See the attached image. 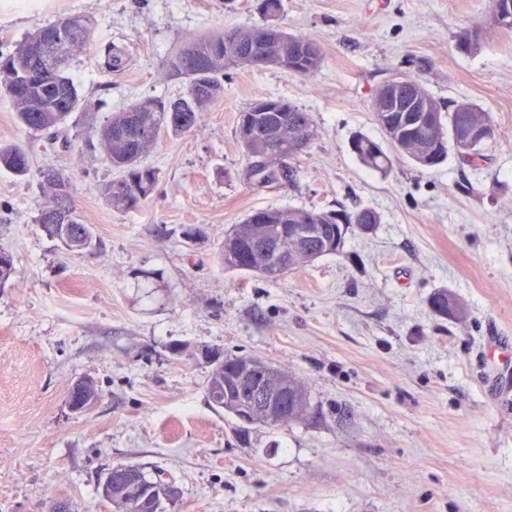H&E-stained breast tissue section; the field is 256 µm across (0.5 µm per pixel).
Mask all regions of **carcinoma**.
Returning a JSON list of instances; mask_svg holds the SVG:
<instances>
[{"instance_id":"obj_1","label":"carcinoma","mask_w":512,"mask_h":512,"mask_svg":"<svg viewBox=\"0 0 512 512\" xmlns=\"http://www.w3.org/2000/svg\"><path fill=\"white\" fill-rule=\"evenodd\" d=\"M256 10L263 19L280 20L282 0H258ZM84 25L79 29H57L53 25L47 30L55 32L57 61L63 66L56 67L45 76L36 79L29 69L26 56L27 41L18 43L12 52L0 54V90L10 98L18 123L29 131L47 135L49 144H60L68 149L71 141L67 127L73 114L91 109L92 103L80 92L69 75L73 57L89 44L95 29L94 20L82 16ZM313 45L315 41L280 29V40L273 44L267 38L262 25H241L230 30L206 35L193 36L170 52L163 62V75L186 86V92L177 96L147 97L136 100L119 112H113L104 124L94 131L104 160L118 172V176L102 187V195L113 209L131 211L140 207L155 194L160 182L157 168L143 163V158L155 146L162 133L181 136L203 119L215 103L224 99V79L232 70L248 67V61L271 55L278 58L274 68L290 73L288 45ZM387 82H382L372 93L370 107L375 121L382 132L385 129V113L378 110V101ZM273 103L288 115L280 129L281 150L288 151L296 128H314L312 114L301 110L284 97H276ZM437 123L434 136L442 138L436 155L429 154L432 142L418 131H408L392 141L393 149L409 157L414 164L427 168V160L435 159V164L445 162L451 151L453 135L464 133L471 128L491 124L489 114L479 105L469 100L451 101L448 112L434 113ZM266 132L260 128L253 131L252 144H244L240 149L244 166L240 179L253 191H271L278 181L280 167L278 159L264 160L257 157L256 146L265 143ZM358 161L365 167L385 173L390 167V157L374 140L357 135L351 140ZM483 143L478 142L473 153L458 157L463 166L478 168L488 161L483 153ZM0 168L21 179L35 175L41 188L48 196L47 203L39 209L36 222L41 224L47 236L60 242H70V250L84 251L96 247L91 225L83 223L72 205L73 179L62 170L47 165L33 169L31 154L27 147L16 143H0ZM341 215L344 223H336ZM353 211L338 206L334 209L316 208H263L252 210L243 219L224 231V245L219 258L227 270L276 283L289 271H301L313 264L316 258L330 254L328 245L333 237L346 241L349 234L359 231L370 234L380 223L379 214L370 209L365 215L370 220L356 223L352 220ZM288 236V267L277 266L276 257L263 251L265 242ZM14 273V258L11 253L0 249V289L11 280ZM427 304L434 316L446 319L453 316L463 320L467 308L456 295L440 289L431 294ZM244 371L248 368L259 372L279 385L288 388V414L277 417L255 416L251 421L241 423L236 428L238 437L248 434L253 426H279L296 421H314L320 418L318 403L311 393L288 372L275 370L267 363L249 356L224 355V364L211 369L206 393L209 401L224 413L239 419L237 409L239 396L225 390L224 378L228 368ZM99 398L96 383H81L71 389L69 399L83 406L88 412ZM134 474L121 472L114 465L107 472L112 481V504L123 512H140L135 498H122L120 493L127 483L135 480L149 490L154 487L153 476L142 467L132 464Z\"/></svg>"}]
</instances>
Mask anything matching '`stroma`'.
Returning <instances> with one entry per match:
<instances>
[{"label":"stroma","mask_w":512,"mask_h":512,"mask_svg":"<svg viewBox=\"0 0 512 512\" xmlns=\"http://www.w3.org/2000/svg\"><path fill=\"white\" fill-rule=\"evenodd\" d=\"M488 3L284 0L282 26L319 44L320 69L232 72L192 132L160 135L145 158L158 191L122 213L101 194L115 173L93 131L134 100L183 92L163 76L168 53L261 23L255 0H0V54L67 15L96 21L70 66L93 104L72 117L79 139L50 148L0 94V143L26 144L35 165L72 176L97 238L94 250L65 252L35 222L46 202L37 180L0 170V247L15 267L0 289V512L56 502L111 512L97 485L119 463L173 479V512H512V405L499 401L484 350L489 335L512 337V31L488 27ZM464 30L480 32V50L458 47ZM108 44L121 73L105 70ZM399 71L440 105L488 111L484 168L451 157L422 170L394 152L381 174L356 160L353 135L384 139L371 94ZM270 96L311 112L315 132L296 186L252 191L239 178L236 117ZM340 204L381 218L342 254L273 284L218 260L225 230L251 210ZM190 226L206 237L188 248ZM441 288L465 302L466 320L433 316L427 299ZM208 349L287 369L320 419L239 439L207 399ZM86 376L100 398L78 414L67 395Z\"/></svg>","instance_id":"stroma-1"}]
</instances>
